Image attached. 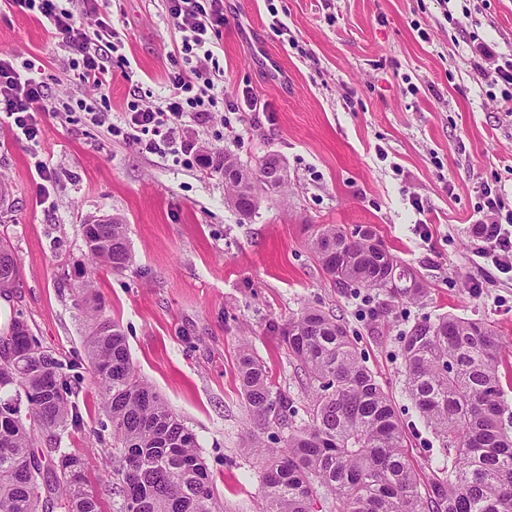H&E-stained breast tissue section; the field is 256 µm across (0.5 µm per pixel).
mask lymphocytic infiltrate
<instances>
[{"label":"lymphocytic infiltrate","mask_w":512,"mask_h":512,"mask_svg":"<svg viewBox=\"0 0 512 512\" xmlns=\"http://www.w3.org/2000/svg\"><path fill=\"white\" fill-rule=\"evenodd\" d=\"M23 11L38 12L58 35L62 48L72 57L80 83L102 88L106 84V63L116 49V32L104 19L87 26L73 10L61 8L58 0H10ZM169 12L181 34L182 51L192 65L175 68L166 75L168 94L160 104H132L124 124L112 123L108 113L86 107L85 119L105 128L110 137L135 146L138 151L162 154L178 151L193 157L196 143L189 138H176L175 133L185 114H193L197 123L210 121L211 112L196 84L214 89V78L220 70L215 59V38L224 26V0H168ZM48 98L44 72L35 65L18 70L9 57H0V112L10 119L12 127L28 141L37 140L41 127L38 112L44 111ZM499 198L487 200L490 215L478 229L486 244L484 250L502 272H512V213L497 219Z\"/></svg>","instance_id":"obj_1"}]
</instances>
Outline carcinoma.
<instances>
[{
	"mask_svg": "<svg viewBox=\"0 0 512 512\" xmlns=\"http://www.w3.org/2000/svg\"><path fill=\"white\" fill-rule=\"evenodd\" d=\"M259 182L240 175L225 183V200L239 214L259 204ZM93 261L114 271L132 263L126 224L113 216L83 225ZM369 226L347 231L322 224L309 248L334 284L401 301L424 286L389 250L376 251ZM20 270L0 237V293L16 287ZM77 300L91 324L85 349L123 449L125 512H219L213 479L195 434L135 371L119 322L102 315L94 282L79 275ZM304 375L308 400L274 389L263 361L241 343L238 379L254 423L288 428L281 448L255 430L242 447L262 457L261 512H512V435L503 427L502 346L486 323L455 316L415 324L403 337L409 394L442 445L446 463L421 479L405 453L406 435L389 395L363 365L346 327L317 308L284 324L270 323ZM0 512H102L84 488L86 464L59 448H37L36 432L79 422L62 362L40 347L21 314L8 320L0 346ZM27 401L22 411L21 401Z\"/></svg>",
	"mask_w": 512,
	"mask_h": 512,
	"instance_id": "1",
	"label": "carcinoma"
}]
</instances>
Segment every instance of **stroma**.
<instances>
[{"label":"stroma","mask_w":512,"mask_h":512,"mask_svg":"<svg viewBox=\"0 0 512 512\" xmlns=\"http://www.w3.org/2000/svg\"><path fill=\"white\" fill-rule=\"evenodd\" d=\"M121 40L100 90L76 80L39 13L0 0V55L35 63L48 83L40 139H18L0 118V236L20 280L0 296V327L21 312L63 364L79 428L44 433L82 458L85 487L103 512H124L119 456L85 353L87 322L75 271L94 280L105 318L120 323L134 366L197 436L224 512H258L262 462L241 440L252 429L237 358L249 341L272 382L303 404L302 374L270 321L306 307L336 317L404 425L409 461L444 462L406 392L401 338L443 315L493 325L512 366V276L480 252L483 187L512 209V112L468 67L478 43L512 58V0H224L215 52L223 103L189 123L202 161L143 154L85 122L77 101L123 123L131 103L167 95L182 65L167 0H97ZM264 106L252 112L244 91ZM253 168L277 155L288 190L264 195L251 217L224 201L218 160ZM52 179L40 194L34 165ZM122 217L133 253L115 272L92 262L82 227ZM369 225L418 272L425 295L391 302L336 287L308 247L318 225Z\"/></svg>","instance_id":"stroma-1"}]
</instances>
